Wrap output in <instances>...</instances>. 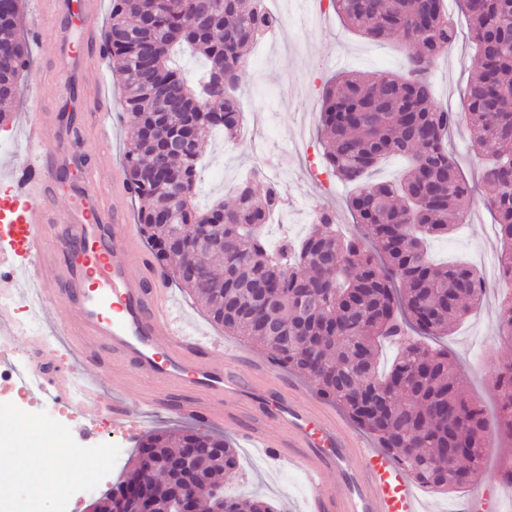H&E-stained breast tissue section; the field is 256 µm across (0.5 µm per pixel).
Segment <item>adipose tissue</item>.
Wrapping results in <instances>:
<instances>
[{"instance_id": "obj_1", "label": "adipose tissue", "mask_w": 512, "mask_h": 512, "mask_svg": "<svg viewBox=\"0 0 512 512\" xmlns=\"http://www.w3.org/2000/svg\"><path fill=\"white\" fill-rule=\"evenodd\" d=\"M74 455V448L63 437L34 441L33 429L23 419L15 420L9 433L0 434V472H6L18 457H26L32 463L27 479L39 493L49 484L73 483L82 478L85 469L73 464Z\"/></svg>"}]
</instances>
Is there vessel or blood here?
I'll return each instance as SVG.
<instances>
[{
  "label": "vessel or blood",
  "mask_w": 512,
  "mask_h": 512,
  "mask_svg": "<svg viewBox=\"0 0 512 512\" xmlns=\"http://www.w3.org/2000/svg\"><path fill=\"white\" fill-rule=\"evenodd\" d=\"M69 8V0H38L32 39H41L42 19ZM21 134L26 163L0 177L6 186L0 196V286L12 281L24 260L31 285L12 289L11 298L28 301L41 318L49 305L66 306V317L52 325L66 344V359L47 343L36 365L57 399L82 417L96 411L99 374L85 368L83 357L100 349L109 355L113 374L140 389L145 413L164 410L172 391L190 393L184 412L207 423L235 418L248 407L244 440L305 471L312 512H422L389 457L360 448L284 389L268 387L267 369L247 373L236 358L219 364L205 359V346L186 337L175 316L161 272L148 261H131L133 236L121 227L123 189L100 184L98 166L69 158L78 176L62 226L36 222V213L48 210L55 195L60 160L49 145L59 131L30 120ZM274 426L282 429V439L271 438Z\"/></svg>",
  "instance_id": "b4317fda"
}]
</instances>
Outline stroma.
<instances>
[{
    "label": "stroma",
    "mask_w": 512,
    "mask_h": 512,
    "mask_svg": "<svg viewBox=\"0 0 512 512\" xmlns=\"http://www.w3.org/2000/svg\"><path fill=\"white\" fill-rule=\"evenodd\" d=\"M285 20L252 50L239 71L238 92L243 101V125L248 130L244 144L225 143L212 136L203 147L201 190L196 201L205 207L216 200L231 201L232 187L252 167H265L267 180L279 183L286 203L283 223H269L265 236L277 243L283 236H305L313 226L317 213L327 209L337 213L340 223L348 224L352 216L346 206L349 187L328 174L318 138L322 89L340 74L361 71L371 75H388L402 71L405 50L399 40L375 42L351 32L336 15L329 13L319 26L298 23L296 0H282ZM458 37L454 45L434 62L430 74L432 91L439 103L454 112L465 109V89L471 75L474 45L465 20H458ZM79 25L66 20H53L41 44L32 45V66L23 78L22 90L39 87L42 92V118L52 124L62 116L60 88L72 83L87 117L77 137L65 138L66 150L100 162L96 147L98 116L96 87L108 95L112 113L111 148L107 162H100L105 180L125 182L123 154L133 131V121L121 108L122 80L111 61H98L85 55L79 66L85 82L73 84L66 59L60 54L63 40H76ZM492 217L482 190H475L470 218L450 237L432 240L431 259L437 262L465 261L478 266L481 257L497 254L500 243L491 228ZM172 307L182 324L194 337L217 341L219 349L211 354L213 362L224 360L225 352L237 354L244 367H252L266 357V350L241 338L224 335L207 319L203 310L177 285L169 287ZM500 285L486 282V294L478 306L459 324L452 335L438 338L437 346L448 348L462 377L467 394L481 404L487 414H494L496 394L491 386L492 373L503 359L512 358V344L496 334V313ZM288 384L298 396L323 419L330 421L349 437L365 447L375 448V440L358 429L337 405L318 396L312 383L278 365L270 367V386ZM124 398L132 410L122 425L111 416L98 414L88 418L77 416L68 406L27 402L25 396L11 386L0 388V432L9 431L14 416L31 420L42 437L65 436L71 447L94 448L95 465L75 482L68 500L55 493L32 495L25 473L27 459H16L9 474V487L14 502L23 512H89L92 505L108 493L126 472L128 463L145 436L155 430L195 428V421L178 413L190 401L188 392L169 394L166 412L142 418L137 410L139 395L128 390ZM249 424L248 414L212 425L213 433L229 439L238 453L239 467L225 485L228 493L259 495L273 504L277 512H309L308 477L298 469L280 467L268 461L259 449L245 447L242 431ZM512 457V448L500 449L488 456L484 471L477 481L482 491L481 512H512V491L499 487L496 473L500 458Z\"/></svg>",
    "instance_id": "1"
}]
</instances>
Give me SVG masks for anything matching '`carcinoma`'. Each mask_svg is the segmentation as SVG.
<instances>
[{
	"label": "carcinoma",
	"instance_id": "1",
	"mask_svg": "<svg viewBox=\"0 0 512 512\" xmlns=\"http://www.w3.org/2000/svg\"><path fill=\"white\" fill-rule=\"evenodd\" d=\"M195 0L151 19L146 0H112L104 49L124 87L123 109L136 128L124 153L137 220L160 259L171 260L176 282L224 333L266 349L282 367L309 379L356 426L377 439L382 452L420 486L453 491L474 484L486 448L512 444V360L492 376L497 392L496 434L485 409L462 390L448 350L429 339L448 335L483 297L481 275L462 262L436 263L428 242L446 237L468 216L469 187L448 152L447 139L463 124L482 156L480 180L494 212L499 284L506 288L497 311V336L512 343V0H458L469 20L476 53L466 88V109L456 114L433 97L434 60L457 38L445 0H330L352 31L370 39L399 35L408 45L399 76L351 73L326 84L321 98L320 144L327 168L352 186L347 198L355 228L337 229L323 210L302 239L283 237L271 247L264 229L285 204L280 186L256 190L254 168L233 189L234 204L201 211L195 193L203 143L220 130L240 140L238 72L255 44L276 25L262 0ZM23 0H0V25L12 37L0 41V83L17 86L30 68L28 37L21 34ZM203 58L194 80L171 64L174 49ZM209 84L211 104L196 102V86ZM162 112L182 122L160 123ZM189 129L185 147L167 159L166 175L152 177L157 150ZM396 155L408 165L395 182H373L368 172ZM172 214L162 224L158 216ZM197 235L207 229L217 247L173 243L174 229ZM399 344L388 370L379 372L380 347ZM211 448L209 484L189 486L187 473L169 469L186 448ZM148 449L130 474L161 507L181 487L194 507L212 501L211 512H274L265 499L214 491L238 468L224 438L194 430L146 437ZM133 496L117 488L97 512H138Z\"/></svg>",
	"mask_w": 512,
	"mask_h": 512
}]
</instances>
